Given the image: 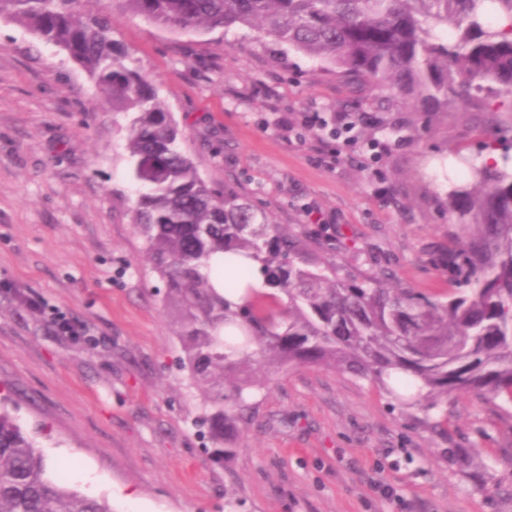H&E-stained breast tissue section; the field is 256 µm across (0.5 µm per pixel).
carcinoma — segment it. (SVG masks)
Segmentation results:
<instances>
[{"label":"carcinoma","instance_id":"1","mask_svg":"<svg viewBox=\"0 0 512 512\" xmlns=\"http://www.w3.org/2000/svg\"><path fill=\"white\" fill-rule=\"evenodd\" d=\"M0 0L75 61L112 111L131 116L134 224L166 285L179 367L200 399L212 456L230 462L255 397L288 369L328 367L376 385L432 429L448 397L512 402V0ZM171 30L244 26L327 63L336 76L419 112L492 114L502 162L469 156L448 189L454 247L437 254L459 288L437 298L380 272L360 280L311 260L300 239L229 184L210 186L150 77L114 38V5ZM254 263L264 287L251 285ZM240 294L232 302L213 280ZM0 397V512H114L53 476L37 437Z\"/></svg>","mask_w":512,"mask_h":512}]
</instances>
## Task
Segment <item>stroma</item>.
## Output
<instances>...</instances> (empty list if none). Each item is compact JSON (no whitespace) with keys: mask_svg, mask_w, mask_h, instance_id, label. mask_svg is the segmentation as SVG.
<instances>
[{"mask_svg":"<svg viewBox=\"0 0 512 512\" xmlns=\"http://www.w3.org/2000/svg\"><path fill=\"white\" fill-rule=\"evenodd\" d=\"M114 24L210 185L231 184L347 271L451 289L430 249L448 242L454 155L480 138L485 113L384 102L246 27L199 35L119 12ZM339 112L356 147L316 150L306 116ZM284 119L297 140L283 137ZM127 126L57 47L0 21V382L20 422L45 428L50 472L115 512H512V402L449 399L443 436L331 368L282 374L235 459L209 462L165 284L132 224ZM381 142L388 151L371 158ZM58 311L76 335L52 325ZM446 448L470 456L456 463Z\"/></svg>","mask_w":512,"mask_h":512,"instance_id":"35a3bbf8","label":"stroma"}]
</instances>
